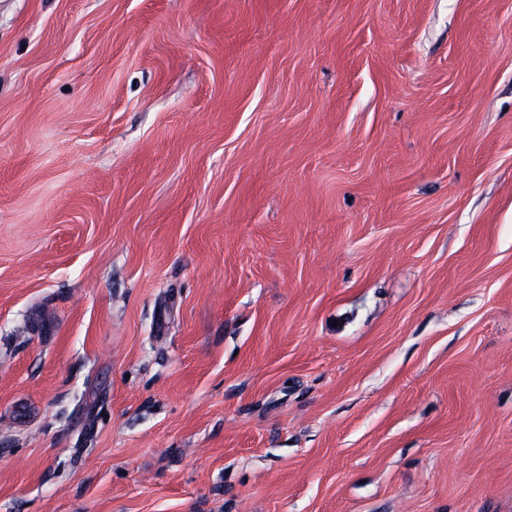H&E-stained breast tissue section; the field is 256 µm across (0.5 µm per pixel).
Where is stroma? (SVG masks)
Returning <instances> with one entry per match:
<instances>
[{
  "label": "stroma",
  "instance_id": "1",
  "mask_svg": "<svg viewBox=\"0 0 512 512\" xmlns=\"http://www.w3.org/2000/svg\"><path fill=\"white\" fill-rule=\"evenodd\" d=\"M0 512H512V0H0Z\"/></svg>",
  "mask_w": 512,
  "mask_h": 512
}]
</instances>
